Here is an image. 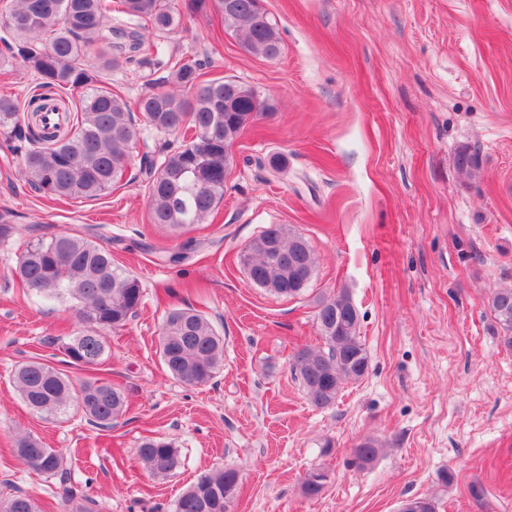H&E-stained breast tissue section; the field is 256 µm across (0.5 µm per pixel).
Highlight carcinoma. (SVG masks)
Listing matches in <instances>:
<instances>
[{
  "label": "carcinoma",
  "mask_w": 512,
  "mask_h": 512,
  "mask_svg": "<svg viewBox=\"0 0 512 512\" xmlns=\"http://www.w3.org/2000/svg\"><path fill=\"white\" fill-rule=\"evenodd\" d=\"M213 9L247 52L274 59L281 53L277 22L260 0H10L0 9V43L10 56L33 72L36 84L24 100L0 95V131L8 134L22 158L21 171L35 189L50 198H94L122 180L131 163V149L143 129L130 104L112 93L104 73L133 64L151 82L164 66L163 46L143 32L169 34L185 14ZM167 89L140 99L138 111L160 134L192 132L190 140L144 154L149 206L155 224L184 228L205 223L224 198L230 148L255 118L273 105L255 89L236 79H203L195 61L170 67ZM75 94V111L63 126L49 128L42 112L61 107L59 96ZM458 173L467 180L481 172L479 153L468 148L455 157ZM103 226L88 225L78 234L63 233L27 244L13 276L24 292L47 303H72L81 329L62 346L64 364L94 371L105 361L106 335L124 327L143 301L140 280L112 263V251L98 243ZM250 280L278 295L294 297L309 282L315 258L306 241L285 224H271L241 252ZM503 344L512 348V288L496 290L488 301ZM316 325L324 346L307 347L294 359L293 370L311 403L335 404L343 385L362 379L370 358L359 335V311L341 290L318 302ZM160 357L167 371L188 385L212 380L224 365V337L209 319L192 308L170 310L159 337ZM12 383L32 411L60 418L72 406L98 428H110L127 410L124 391L102 378L78 383L38 357L15 365ZM381 448L363 439L351 464L372 463ZM15 453L32 470L70 480L71 472L55 449L30 435L15 439ZM134 455L156 475L180 466L172 443L145 437ZM327 475L307 473L301 492L318 497ZM232 468L201 476L175 503V512H228L239 490ZM0 512H44L31 497L13 494L0 500Z\"/></svg>",
  "instance_id": "1"
}]
</instances>
